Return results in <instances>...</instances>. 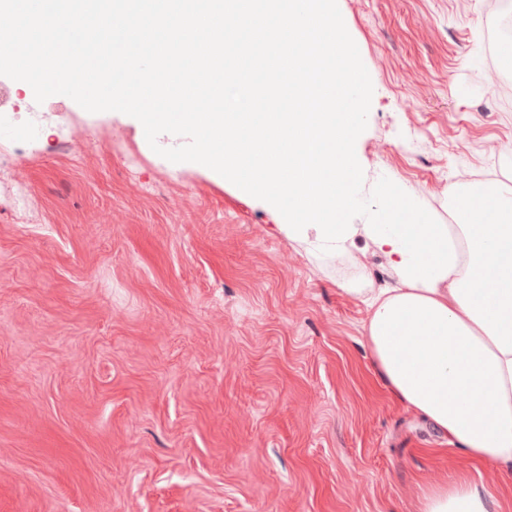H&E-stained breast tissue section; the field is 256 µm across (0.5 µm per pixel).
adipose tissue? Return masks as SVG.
<instances>
[{"instance_id":"adipose-tissue-1","label":"adipose tissue","mask_w":512,"mask_h":512,"mask_svg":"<svg viewBox=\"0 0 512 512\" xmlns=\"http://www.w3.org/2000/svg\"><path fill=\"white\" fill-rule=\"evenodd\" d=\"M330 0H212L166 11L162 0H132L137 21L123 41L108 40L102 52L85 46L77 22L87 0H42L40 18L26 0H0V12L15 23L0 29V58L22 74L38 73L42 85L76 83L91 75L106 79V64L132 69L134 51L147 47L161 61L143 75L144 93L129 99L149 131L192 129L207 133L194 156L198 166L219 174L274 209L283 227L299 239L314 237L316 250L350 253L365 235L392 267L398 283L366 297L365 336L372 360L391 391L429 420L450 445L472 460L512 471V263L500 260L512 244V192L474 185L472 208L491 207L494 224L464 222L456 229L430 221H399L405 205L388 189V206L375 223L353 224L357 166L348 148L362 122V84L336 81L326 65L343 60L359 69ZM228 13L276 19L289 38L278 45L290 87L310 77L295 111L229 112L225 81L237 80V64H224L230 35ZM212 25L209 55L215 71L210 106L197 112L184 105L194 83L177 81L170 65L176 52L194 55L184 32L199 20ZM351 99L347 112L338 100ZM491 495L467 481L427 491L421 512H491Z\"/></svg>"}]
</instances>
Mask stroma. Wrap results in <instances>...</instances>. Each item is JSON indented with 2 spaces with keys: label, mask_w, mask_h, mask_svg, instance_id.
<instances>
[{
  "label": "stroma",
  "mask_w": 512,
  "mask_h": 512,
  "mask_svg": "<svg viewBox=\"0 0 512 512\" xmlns=\"http://www.w3.org/2000/svg\"><path fill=\"white\" fill-rule=\"evenodd\" d=\"M360 63L353 221L396 186L437 224L483 172L512 187L489 0H334ZM0 110V512H419L468 459L386 386L348 292L396 277L366 238L318 258L196 166L191 131L26 86ZM67 137L69 150L57 140Z\"/></svg>",
  "instance_id": "stroma-1"
}]
</instances>
